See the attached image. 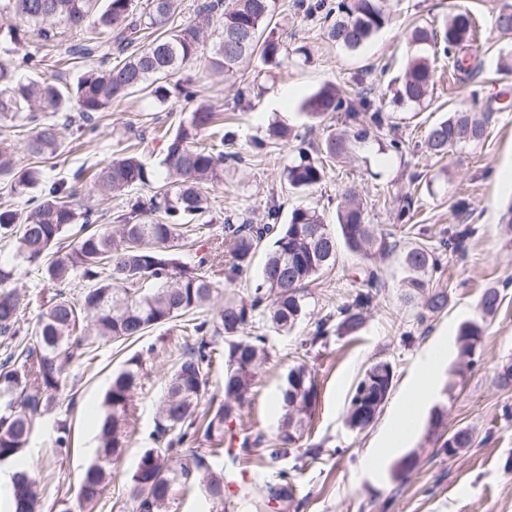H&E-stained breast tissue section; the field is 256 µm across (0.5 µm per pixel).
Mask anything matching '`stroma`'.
<instances>
[{
	"label": "stroma",
	"mask_w": 512,
	"mask_h": 512,
	"mask_svg": "<svg viewBox=\"0 0 512 512\" xmlns=\"http://www.w3.org/2000/svg\"><path fill=\"white\" fill-rule=\"evenodd\" d=\"M506 0H390V26L360 53L350 54L329 42L316 20L307 17L297 0H277L275 32L290 50L283 65L267 70L253 62L240 78L250 87L246 98L224 75L204 72L202 62L184 66L177 80H192L197 98L224 113L225 130L234 132L237 148L247 152L246 164L224 172L222 180L208 184L210 216L222 225L225 216H242L261 223L268 206L282 212L307 206L316 208L327 224H335L336 210L345 190H355L367 205L370 223L381 225L400 243L422 241L438 245L449 225L469 224L475 229L464 251L444 250L441 283L448 290V307L438 315L417 321L416 310L400 298L392 268H385L386 285L377 293L365 325L354 335L330 331L326 342L305 348L315 322L346 303L355 288L358 261L339 250L335 268L314 281L304 298L306 317L290 335L270 334V360L262 368L251 395L235 425L237 436L260 439L250 456L228 455L216 459L217 467L251 471L252 493L229 498L225 512H257L256 493L280 471L289 477L288 503L275 512H512V387H500L496 375L512 360V226L504 215L512 205V33L493 25ZM475 14L478 25L479 69L459 79L451 62L437 63L439 79L427 108H396L393 131H382L358 148L350 160L337 164L325 181L309 190L289 189L285 179L296 156L291 147L267 142L270 124L290 127L294 134L323 140L341 127V115L331 113L317 125L301 114V102L326 82L375 94H393L411 48L405 30L430 26L453 12ZM53 41H42L22 30L15 42L0 45V62L18 67L24 80H41L63 73L76 81L87 69L68 52L79 36L65 25L54 24ZM304 45L308 55L296 54ZM196 100L170 98L160 104L133 96L113 105L96 119L93 128L65 133L52 157L37 159L25 150L32 130L0 126V142L11 145L18 163L39 166L48 181L72 182L75 173L112 156L133 132L149 138L147 160L159 165L160 136L189 116ZM490 112L484 139L476 145L449 150L444 159H430L421 143L429 125L451 108ZM401 137L402 152L389 149L391 136ZM266 141L254 152L257 141ZM414 196L410 222L398 218L399 201ZM465 209H458V202ZM501 290V305L484 319L480 351L473 360L459 357L453 341L460 323L476 318L483 291ZM449 341L440 392L433 404L445 415L447 429H471L473 444L453 456L440 451L428 435L429 411L419 416L417 435L396 456L367 465L366 459L381 447L390 422L413 384L424 353L438 340ZM190 339L179 328L164 326L150 336L118 349L100 345L94 358L74 360L55 404L37 422L28 456L34 464L44 512H75L80 478L94 459L96 420L112 373L139 351H146L144 377L135 392L130 417L133 431L122 457L111 466V479L93 512H132L127 504L128 478L143 450L151 447L156 403L166 377ZM305 357L318 385L315 411L305 437L286 455L270 459L266 450L276 438L277 395L297 357ZM390 361L393 386L375 424L356 433L345 424L351 391L374 359ZM67 421L72 431L69 451L55 448L57 424ZM416 455L417 463L405 478L394 470L400 459Z\"/></svg>",
	"instance_id": "1"
}]
</instances>
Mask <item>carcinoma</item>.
I'll use <instances>...</instances> for the list:
<instances>
[{
    "label": "carcinoma",
    "instance_id": "obj_1",
    "mask_svg": "<svg viewBox=\"0 0 512 512\" xmlns=\"http://www.w3.org/2000/svg\"><path fill=\"white\" fill-rule=\"evenodd\" d=\"M310 17L323 19L324 32L332 43L347 52L362 50L388 25L387 0H301ZM20 21L41 27L63 23L83 31L72 50L80 58L123 55L117 64L90 68L71 84L54 81H22L16 68L0 64V123L31 125L34 134L26 150L35 157L51 156L61 145V127H86L92 115L107 112L128 96L146 92L163 103L172 94L170 78L187 63L200 58L204 32L218 25L219 37L204 58L206 68L232 78L259 59L278 66L284 58V43L270 30L277 0H202L195 18L171 32L164 27L175 11V0H148L136 8L134 0H12ZM495 27L512 33V5L495 16ZM159 34L146 44L140 32ZM408 40L415 48L397 91V106H423L436 84V54L451 60L453 69L470 74L466 57L477 40L472 15L455 13L439 29L416 26ZM301 109L312 122L330 112L344 114L347 129L329 134L315 146H296L297 158L288 165L286 181L295 191L320 184L327 176L323 159L352 156L355 144L388 125V103L326 83L306 98ZM65 113L59 125L47 115ZM488 116L454 110L432 124L422 142L429 157H443L448 150L482 141ZM269 140L258 141L261 149L272 143L288 145L290 130L279 124L269 128ZM145 137L138 135L122 154L95 165L90 181L102 197L123 195L137 187L163 185L149 196L128 202L127 212L116 217L115 230L96 223L93 211L75 205L77 188L66 182L47 183L40 169L20 166L10 146L0 144V179L11 184L16 195L42 185L39 199L22 215L9 204H0V239L12 243L13 258L0 261V463H15L8 487L10 512H41L40 491L33 466L20 462L27 450L36 420L53 405L67 378L72 360L95 351L96 343H135L155 329L181 324L182 332L195 337L172 367L160 398L155 420V447L142 452L130 477L128 499L133 512H166L176 488L208 487L211 512H224L228 489L224 472L213 465L223 452L226 432L240 417L248 402L260 367L270 358L265 334L252 335L250 328L260 316L276 332H290L305 315L303 293L327 269L335 266L338 242L363 265L361 287L336 315L318 319L310 345L328 337L335 327L353 335L365 322L381 288L380 265L397 259L398 286L406 302L420 305L419 320L448 308V291L439 284L436 249L421 243L400 247L378 224L368 220L366 206L349 190L336 214L339 231L326 224L313 208L297 207L282 219L281 207L270 206L263 223H237L224 218L221 232L204 220L211 205L201 186L218 179L224 164L239 166L246 156L234 149V136L224 131V113L201 104L179 122L165 142L161 178L145 161ZM469 224H452L443 247L461 252L473 234ZM272 242L265 254L262 276L249 302L224 300L210 312L218 293L213 277L219 270L230 280L247 272L263 243ZM195 249V260L182 255ZM24 267L41 272L47 284L56 287L44 303L38 297L24 299L7 283L17 279ZM80 285L73 301L61 286ZM38 304L40 312L32 336L21 339L16 325L23 307ZM500 290L487 288L481 295V317L496 313ZM483 327L474 320L457 330L459 350L473 358L481 345ZM224 360L221 397L198 409L207 391L214 361ZM143 354L135 353L112 374L104 394V412L97 421L96 459L84 471L79 487L80 512H93L109 476L107 464L117 463L129 437V407L141 380ZM392 364L378 358L357 380L346 410L349 428L362 432L370 427L393 385ZM282 413L276 443L266 449L276 460L299 442L317 401V385L306 362L289 369L280 391ZM444 413L436 408L429 420V433L440 450L469 448V431L458 429L444 437ZM205 441L211 447L188 450ZM288 498V473L265 487L263 504Z\"/></svg>",
    "mask_w": 512,
    "mask_h": 512
}]
</instances>
